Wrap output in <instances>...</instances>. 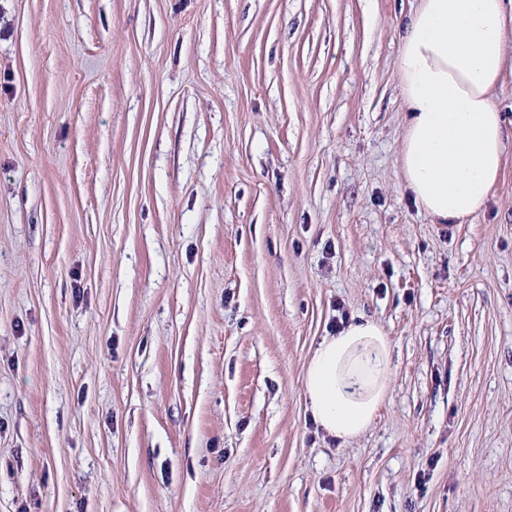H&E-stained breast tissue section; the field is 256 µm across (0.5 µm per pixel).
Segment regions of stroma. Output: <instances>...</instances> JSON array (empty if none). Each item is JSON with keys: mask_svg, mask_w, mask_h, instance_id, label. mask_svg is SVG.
Returning <instances> with one entry per match:
<instances>
[{"mask_svg": "<svg viewBox=\"0 0 512 512\" xmlns=\"http://www.w3.org/2000/svg\"><path fill=\"white\" fill-rule=\"evenodd\" d=\"M419 0H0V512H512V38L486 212L403 189ZM393 378L312 426L340 313ZM392 349L381 325L359 316L324 337L305 370L308 410L318 429L341 441L362 435L383 407Z\"/></svg>", "mask_w": 512, "mask_h": 512, "instance_id": "obj_1", "label": "stroma"}]
</instances>
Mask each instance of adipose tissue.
Returning a JSON list of instances; mask_svg holds the SVG:
<instances>
[{
	"mask_svg": "<svg viewBox=\"0 0 512 512\" xmlns=\"http://www.w3.org/2000/svg\"><path fill=\"white\" fill-rule=\"evenodd\" d=\"M511 36L512 0H420L403 27L396 74L407 118L398 163L405 190L434 223L482 214L500 179L506 145L495 90ZM391 381L381 325L352 320L307 363L314 423L344 442L359 437Z\"/></svg>",
	"mask_w": 512,
	"mask_h": 512,
	"instance_id": "obj_1",
	"label": "adipose tissue"
}]
</instances>
